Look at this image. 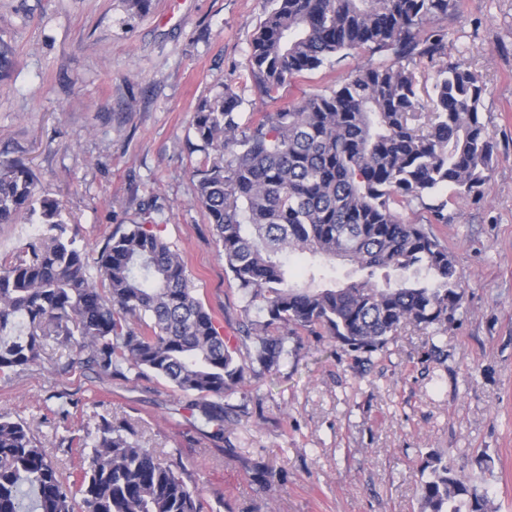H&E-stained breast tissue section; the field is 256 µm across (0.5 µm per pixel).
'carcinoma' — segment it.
Listing matches in <instances>:
<instances>
[{
	"label": "carcinoma",
	"instance_id": "obj_1",
	"mask_svg": "<svg viewBox=\"0 0 512 512\" xmlns=\"http://www.w3.org/2000/svg\"><path fill=\"white\" fill-rule=\"evenodd\" d=\"M456 0H274L254 36L247 70L271 102L298 77L356 50L390 54L358 68L330 93L305 96L248 126L231 88L201 101L194 137L208 152L196 170L197 202L241 291L237 357L196 297L180 252L151 224L112 235L98 258L64 238L61 206L36 199L19 160L0 163V224L24 211L58 234L0 260V377L40 364L47 347L76 345L85 363L124 376L148 372L192 397L191 415L224 430L239 406L224 403L248 379L278 370L288 343L328 336L360 363L408 323L432 329L455 318L463 276L447 246L396 206L426 199L431 223H448V200L478 196L496 145L480 120L483 87L448 60L447 34L429 29ZM436 67L421 97L415 67ZM348 261L357 278L317 284L327 264ZM424 276L391 282L389 271ZM416 486L422 512H486V497L431 455ZM0 512H200L176 466L143 447L132 426L102 419L81 476L63 481L21 421L0 416Z\"/></svg>",
	"mask_w": 512,
	"mask_h": 512
}]
</instances>
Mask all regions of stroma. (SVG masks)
Returning a JSON list of instances; mask_svg holds the SVG:
<instances>
[{
  "mask_svg": "<svg viewBox=\"0 0 512 512\" xmlns=\"http://www.w3.org/2000/svg\"><path fill=\"white\" fill-rule=\"evenodd\" d=\"M270 0H0V41L14 51L0 80V160H23L37 197L58 199L66 238L96 263L108 237L152 224L187 262L198 297L228 340L242 294L195 201L205 158L191 127L200 101L241 96L242 124L263 107L246 63ZM448 56L485 87L480 112L497 150L483 196L448 205L433 226L464 276L445 357L409 324L358 364L335 341L306 337L273 375L230 395L245 405L223 434L194 425L186 398L148 373L111 377L52 347L41 365L0 378V414L27 423L63 476L86 449L73 438L101 419L131 424L144 447L180 466L202 512H420L428 454L448 456L512 512V0H459L436 19ZM360 51L299 78L284 101L341 85L379 63ZM24 213L0 224V257L47 234ZM281 480L263 490L261 468Z\"/></svg>",
  "mask_w": 512,
  "mask_h": 512,
  "instance_id": "1",
  "label": "stroma"
}]
</instances>
